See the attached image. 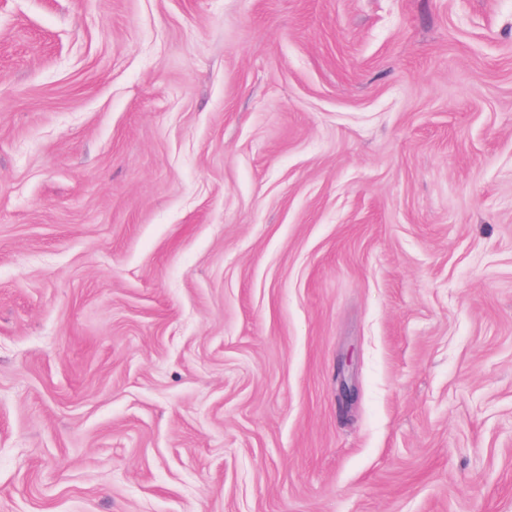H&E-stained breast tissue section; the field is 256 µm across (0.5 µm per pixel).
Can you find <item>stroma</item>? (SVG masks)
<instances>
[{"instance_id":"35a3bbf8","label":"stroma","mask_w":512,"mask_h":512,"mask_svg":"<svg viewBox=\"0 0 512 512\" xmlns=\"http://www.w3.org/2000/svg\"><path fill=\"white\" fill-rule=\"evenodd\" d=\"M0 512H512V0H0ZM351 365V358L347 357L339 365L337 379H339V400L346 408L353 405L358 397V392L355 384L349 382L346 373L349 371Z\"/></svg>"}]
</instances>
